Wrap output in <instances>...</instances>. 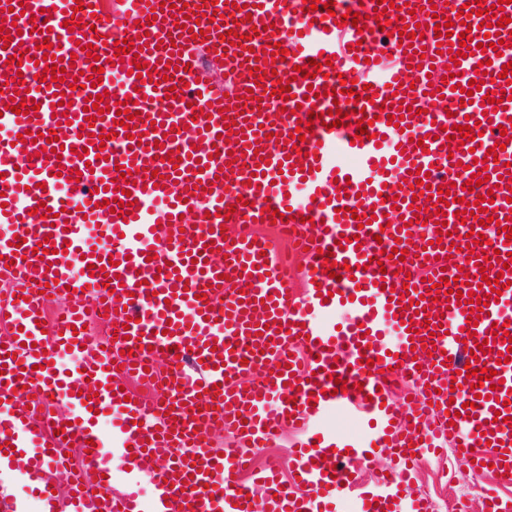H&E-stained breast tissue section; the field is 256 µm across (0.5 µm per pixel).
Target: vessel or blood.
Segmentation results:
<instances>
[{
  "instance_id": "b4317fda",
  "label": "vessel or blood",
  "mask_w": 512,
  "mask_h": 512,
  "mask_svg": "<svg viewBox=\"0 0 512 512\" xmlns=\"http://www.w3.org/2000/svg\"><path fill=\"white\" fill-rule=\"evenodd\" d=\"M333 2L309 13L302 0H115L107 13L101 0H0V18L25 10L0 32L9 39L0 73L28 80L48 64L66 68L64 82L41 87L40 108L29 114L12 113L9 94H0V271L14 281L0 300V446L12 445L0 462L23 460L44 504L57 499L51 464L67 477L72 512H316L323 504L333 512H424L409 464L442 440L472 449L471 475L490 467L512 481V361L497 360L512 345V256L470 242L469 232L484 227L458 214L464 201L481 202L484 216L500 221L512 214V72L502 71L512 62V0L501 45L483 51L496 0L468 19L467 43L456 23L467 0H442L436 12L452 21L453 34L426 41L401 34L424 18L405 11L406 0H393L386 33L373 17L377 0ZM198 9L201 20H192ZM350 10L360 12L358 24L337 25ZM195 27L205 38H192ZM231 30L239 33L232 42L224 38ZM130 37L139 38L140 54H117L115 41ZM75 40L81 51H71ZM449 43L463 46L459 72L481 84L465 106L442 76L451 61L438 47ZM278 44L284 60L261 64ZM210 54L231 68V94L203 79ZM324 55L333 59L326 75L295 77V67ZM98 65L103 81L94 86ZM281 78L289 94L276 93ZM344 79L355 100L325 95ZM73 80L81 99L104 94L108 111L95 122L59 105ZM134 95L139 119L117 124L115 103ZM334 107L348 114L342 125L317 122L303 141L292 138L310 111ZM359 109L374 118L365 137ZM394 114L395 127L385 121ZM467 121L480 130L472 144L442 136ZM226 129L231 139H222ZM29 130L38 140L26 139ZM54 135L58 154L46 149ZM497 144L496 160L481 166ZM418 171L431 184L419 197L411 190ZM481 171L488 181L463 190ZM443 189L451 205L440 202ZM126 190L132 205L116 214L103 207ZM42 205L54 220L39 217ZM276 210L283 220L273 221ZM360 214L370 224L359 225ZM441 220L454 235H438ZM270 222L289 253L256 234ZM98 224L107 225L109 245H95ZM42 243L48 254H38ZM398 245L406 259L377 263L380 251ZM297 256L305 262L298 272ZM329 256L331 273L323 267ZM499 275L506 286L497 294L489 281ZM435 286L438 298L427 297ZM454 290L478 292L485 307L477 323L469 305L451 299ZM49 291L74 302L49 316ZM92 317L108 324L106 339L90 341ZM59 355L75 368L60 371ZM365 356L378 359V373L362 364ZM159 357L171 371L154 370ZM467 365L492 369L490 385L472 390ZM390 368L414 380L421 396L392 407ZM339 380L345 391H336ZM34 383L41 399L28 407L20 398ZM56 396L68 415L54 411ZM358 405L372 422L369 436L321 429L296 449L305 495H293L275 466L252 472L250 448L266 447L283 426L309 429L328 411L347 418ZM104 414L112 417L109 440L99 428ZM218 428L235 438L213 448L207 438ZM109 443L121 448L123 471L149 475L153 498L113 492L103 461ZM379 449L400 467L352 496V474Z\"/></svg>"
}]
</instances>
